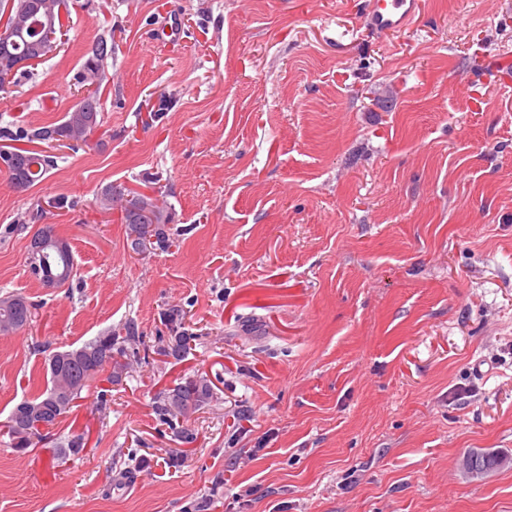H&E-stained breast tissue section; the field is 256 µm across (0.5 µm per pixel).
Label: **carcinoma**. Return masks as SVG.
<instances>
[{
    "instance_id": "cac0c4a2",
    "label": "carcinoma",
    "mask_w": 512,
    "mask_h": 512,
    "mask_svg": "<svg viewBox=\"0 0 512 512\" xmlns=\"http://www.w3.org/2000/svg\"><path fill=\"white\" fill-rule=\"evenodd\" d=\"M40 5L39 15L49 20L40 28H18L16 43L9 50L0 52V67L7 66L14 58L29 55L44 59L57 52L61 46V13L68 10L67 0H0V12H8L13 23L24 20L26 6ZM38 41L39 52L30 51L32 41ZM114 46L106 36L96 38L87 52L76 84L83 89L79 100L66 112L61 122L53 126L12 131L0 130V137L11 141L27 140L33 142H60L72 149L89 147L91 138L100 126V89L108 80L106 61L112 57ZM17 152L27 157L24 174L27 186L42 181L54 166V156L45 150L19 148ZM121 203L122 220L129 225L130 245L133 252L139 254L150 250H165L169 247L170 233L167 230L169 216L166 204L137 192L124 193L112 189L105 190L100 196V205L104 210L112 209ZM34 318L33 306L19 295L0 297V335H10L31 324ZM163 320L170 336L161 339L163 345L158 354L175 360L183 358L189 349L192 337L185 330L183 310L171 307L163 313ZM143 337L135 335L129 328L125 335L109 332L97 336L73 350L62 351L58 361V372L51 370L49 356L46 362V388L39 394L22 400L12 410L6 428L7 434L16 448H28L33 440L41 437L40 427L56 425L70 412L74 401L80 398L83 390L88 389L104 371H109L106 381L117 384L128 368L124 357L140 359V346ZM215 396L212 383L205 377L187 379L167 389L156 397L155 411L159 418L175 431L176 436L188 443L190 434L180 426L191 414L208 405ZM85 436L72 434L58 449L62 459L78 457L85 449Z\"/></svg>"
}]
</instances>
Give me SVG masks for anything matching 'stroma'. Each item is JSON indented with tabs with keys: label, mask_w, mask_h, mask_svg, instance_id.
Instances as JSON below:
<instances>
[{
	"label": "stroma",
	"mask_w": 512,
	"mask_h": 512,
	"mask_svg": "<svg viewBox=\"0 0 512 512\" xmlns=\"http://www.w3.org/2000/svg\"><path fill=\"white\" fill-rule=\"evenodd\" d=\"M61 51L0 92V129L60 122L112 35L95 150L55 146L16 191L0 169V423L53 352L125 327L185 359L131 362L25 450L0 434V512H512V0H421L366 31L365 0H69ZM108 188L164 198L167 250L133 253ZM51 226L77 272L27 265ZM217 397L185 443L154 412L188 378ZM82 456L57 459L70 434ZM181 452L182 466L143 468ZM46 242L47 243L44 245V248H48L51 245H56L58 247V251L66 252L67 262L70 267V273L67 276H65L67 273V267L65 266L61 270H56L55 274L49 273L42 277V282L46 288H58V282L62 279L63 276L65 277L61 280L60 286L65 285L74 275V255L66 242H64L65 250L56 241H52L49 237L47 238ZM33 306L19 295L0 297V335H10L31 324L34 318ZM163 320L170 332L167 338L159 337L162 346L158 349V354L172 357L175 360H181L187 350L190 349L189 341L194 340L185 330L184 313L182 309L171 307L163 313ZM166 342V344H163ZM477 453L481 454L483 458H485L484 466H486L489 471L493 472L495 470H498L500 468H503L505 466H508L512 462V458L508 455L498 454L490 451H482V450H475ZM475 451H471L472 453H475ZM469 452V454H472ZM468 454V455H469ZM503 460H508L509 462L505 465H502ZM464 467L472 474L475 475H481L483 472V466L482 462L477 455H469L466 456L463 460ZM487 472V473H488Z\"/></svg>",
	"instance_id": "1"
}]
</instances>
